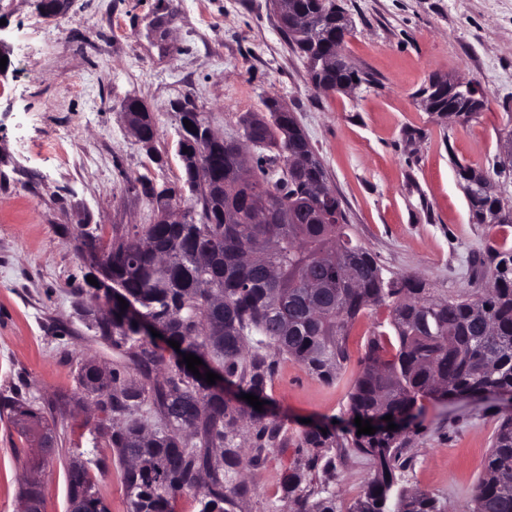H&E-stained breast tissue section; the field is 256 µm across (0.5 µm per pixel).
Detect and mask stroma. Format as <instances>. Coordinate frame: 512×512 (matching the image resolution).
<instances>
[{"label":"stroma","mask_w":512,"mask_h":512,"mask_svg":"<svg viewBox=\"0 0 512 512\" xmlns=\"http://www.w3.org/2000/svg\"><path fill=\"white\" fill-rule=\"evenodd\" d=\"M352 26L344 51L371 76L351 94L312 88L304 59L280 32L270 0H0V42L11 66L0 80V512H19L25 481L40 512H68L71 458L110 512H130L97 398L80 368L94 361L144 379L85 319L81 298L96 270L85 233L107 245L154 218L144 184L181 188V116L189 100L215 135L236 138L246 113L278 102L295 115L341 201L352 235L384 278L415 274L444 296L489 286L491 248L512 249V224L476 223L459 165L488 172L512 202V170L499 168L512 129V0H338ZM474 83L483 111L466 123L427 112L418 93L433 74ZM152 110L159 136L146 151L123 107ZM388 312L366 311L347 339L345 371L328 382L288 355L266 351V410L278 425L256 466L234 479L248 492L237 512H292L285 476L306 471L308 426H350L349 394L366 343L390 332ZM27 399L53 429L51 458L22 435L6 405ZM402 438L399 490L421 491L445 512H471L495 428L511 412L491 399L438 403ZM366 456L316 476L318 496L351 512L373 476Z\"/></svg>","instance_id":"1"}]
</instances>
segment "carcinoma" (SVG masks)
I'll return each instance as SVG.
<instances>
[{"label": "carcinoma", "mask_w": 512, "mask_h": 512, "mask_svg": "<svg viewBox=\"0 0 512 512\" xmlns=\"http://www.w3.org/2000/svg\"><path fill=\"white\" fill-rule=\"evenodd\" d=\"M308 17L312 30L293 23ZM288 43L306 60L310 80L328 92L344 81L366 80L365 73L344 56L329 65L317 57L335 52L342 23L336 0H293L292 13L280 25ZM192 127L183 129L179 149L194 151L209 124L199 112L186 113ZM142 145L154 150L157 128L152 113H141ZM245 141L265 151L252 167L251 181H239V143L216 138L210 144L208 171L184 165L183 187L201 204L199 216L183 211V222H153L112 238L104 248L86 235L87 256L102 263V275L112 281V316L96 314L98 296L81 302L83 312L100 337L129 354L146 379L157 369L161 383L133 387L120 370L103 372L94 364L81 367L85 390L100 398L102 411H126L137 401L153 400L159 425L151 433L136 419L112 426L110 446L123 467V483L131 512H174L172 500L186 490L201 495L200 512H234L244 489L229 483L230 470L241 464L234 430L246 410L211 390L176 355L142 336L120 308L119 299L135 304L144 315L161 322L167 339L185 344L193 354L215 364L212 371L224 384L243 394L265 399L271 366L261 350L273 348L332 381L344 368V341L357 316L366 309L388 310L398 347L387 355V339L373 336L349 396L351 417L369 420L390 415L398 428H378L357 435L349 429H310L303 434L308 471L335 466L331 455L340 438L367 456L375 467L363 498L353 512H442L437 501L422 492L394 491L399 463V438L405 427L422 417L418 398L435 400L481 398L512 394V250L491 249L489 288L476 299L440 296L422 279L406 275L385 280L376 257L354 241L349 225L280 224L281 214L303 200L315 201L329 188L326 169L297 125L293 113L270 108L269 117L243 120ZM295 159L304 170L288 182L269 181L279 162ZM476 184L468 197L479 224L512 223V206L486 194L490 176L468 167ZM270 251L251 260L257 239ZM274 265L280 289L288 294V332L269 314L271 287L264 268ZM315 277L337 280L336 308L315 318L307 302L306 284ZM255 340L246 355L244 344ZM250 419L259 442L248 464L262 461L263 444L273 437L274 422L254 411ZM295 512H336L332 498L310 500L300 475L287 477ZM473 512H512V415L502 418L492 440L483 475L473 497ZM69 512H108L96 495L87 463L71 464Z\"/></svg>", "instance_id": "1"}]
</instances>
